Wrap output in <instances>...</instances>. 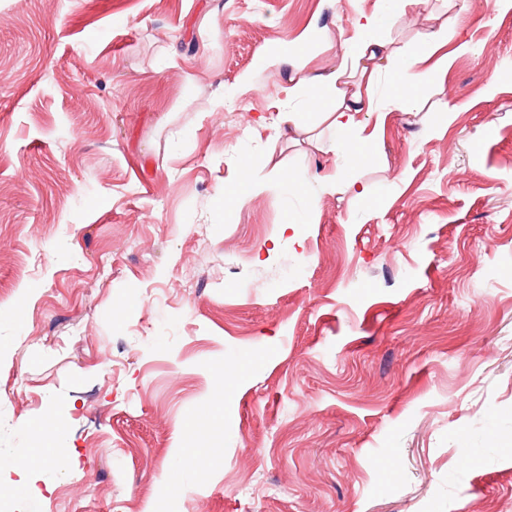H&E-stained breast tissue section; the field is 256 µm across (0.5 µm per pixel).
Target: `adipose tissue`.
Segmentation results:
<instances>
[{"label":"adipose tissue","instance_id":"1","mask_svg":"<svg viewBox=\"0 0 512 512\" xmlns=\"http://www.w3.org/2000/svg\"><path fill=\"white\" fill-rule=\"evenodd\" d=\"M373 24V19L369 18L360 25L363 36L352 46L351 69L341 68L323 76L318 81L326 86L327 96L314 95L308 99L311 108L330 117L334 130L331 150L338 158L343 159L349 169L365 165L371 159L369 152L351 147L347 134L358 127L359 113L374 109L372 84L375 73L381 67L383 45L373 40L369 34ZM432 54L431 47L425 44L413 49L405 57L403 67L406 77L402 85L403 92H411L412 88L430 82L436 72L447 70L451 63L450 57L436 60ZM318 81L307 76L298 78L295 84L284 88L282 98L272 102V110L284 113L288 100L294 98L299 89L314 86Z\"/></svg>","mask_w":512,"mask_h":512}]
</instances>
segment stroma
<instances>
[{
  "label": "stroma",
  "instance_id": "1",
  "mask_svg": "<svg viewBox=\"0 0 512 512\" xmlns=\"http://www.w3.org/2000/svg\"><path fill=\"white\" fill-rule=\"evenodd\" d=\"M323 7L0 0V512H512V9L403 0L388 52L452 63L382 68L348 175L255 70L312 27L307 69L350 67L385 2ZM243 157L266 188L221 204ZM432 47H429V42H422V46L413 49L403 60V67L406 70L405 81L402 85V93L406 96L409 95L412 88L417 85L430 82L436 72L448 70L452 58L450 55L438 59L433 65L425 67L432 57Z\"/></svg>",
  "mask_w": 512,
  "mask_h": 512
}]
</instances>
